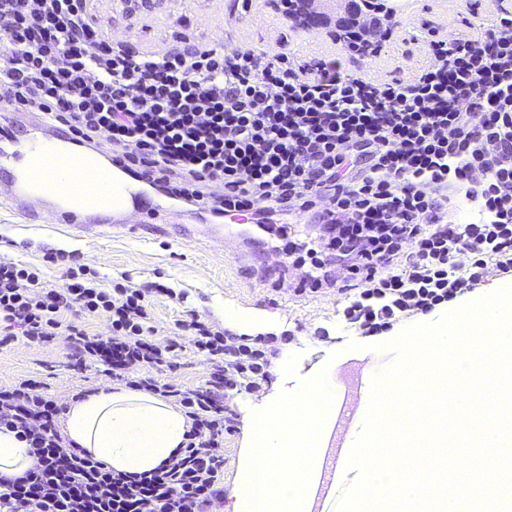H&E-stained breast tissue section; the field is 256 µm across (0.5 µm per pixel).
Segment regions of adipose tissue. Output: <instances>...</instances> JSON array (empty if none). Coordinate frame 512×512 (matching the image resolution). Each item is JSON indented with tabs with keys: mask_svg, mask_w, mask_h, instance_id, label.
Listing matches in <instances>:
<instances>
[{
	"mask_svg": "<svg viewBox=\"0 0 512 512\" xmlns=\"http://www.w3.org/2000/svg\"><path fill=\"white\" fill-rule=\"evenodd\" d=\"M17 174L27 175L44 194L68 196L83 211H118L128 182L95 153L72 152L60 141L32 140L22 148ZM63 433L108 470L139 474L163 465L181 448L191 421L178 405L144 390L110 388L69 402Z\"/></svg>",
	"mask_w": 512,
	"mask_h": 512,
	"instance_id": "obj_1",
	"label": "adipose tissue"
}]
</instances>
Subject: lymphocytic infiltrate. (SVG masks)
<instances>
[{
    "instance_id": "1",
    "label": "lymphocytic infiltrate",
    "mask_w": 512,
    "mask_h": 512,
    "mask_svg": "<svg viewBox=\"0 0 512 512\" xmlns=\"http://www.w3.org/2000/svg\"><path fill=\"white\" fill-rule=\"evenodd\" d=\"M0 38V99L42 113L74 144L109 143L114 165L217 219L271 231L281 215L317 216V241L286 245L289 266L304 270L294 292L325 293L343 268L362 288L343 316L362 333L431 312L488 269L512 272V16L475 39L431 42L430 65L407 84L348 75L332 60L309 73L270 48L134 51L99 36L87 0H0ZM149 293L105 287L82 267L53 287L38 269L0 261V346L66 335L73 369L102 364L191 421L168 463L127 476L62 434L63 408L44 382L1 386L0 430L25 440L36 464L0 477V512H218L217 449L236 431L224 393L258 389L268 353L194 315L175 326L214 370L196 387L167 379L179 346L156 343ZM100 314L108 334L77 323Z\"/></svg>"
}]
</instances>
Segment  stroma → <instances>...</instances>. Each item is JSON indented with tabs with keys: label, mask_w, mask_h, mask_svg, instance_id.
<instances>
[{
	"label": "stroma",
	"mask_w": 512,
	"mask_h": 512,
	"mask_svg": "<svg viewBox=\"0 0 512 512\" xmlns=\"http://www.w3.org/2000/svg\"><path fill=\"white\" fill-rule=\"evenodd\" d=\"M238 0H90L92 22L104 35L138 50H163L226 43L232 46L274 47L285 45L295 56L339 59L344 71L377 80L409 82L426 62L427 40H443L455 33L490 23L495 13L512 14V0H399L396 24L389 41L372 57H364L339 43L333 22L337 0H316L314 9L327 24L311 31L289 23L281 0H250L245 18L234 22ZM10 174L0 168V258L40 266L48 284L65 281L68 267L78 265L96 272L105 283L129 276L138 285L160 284L173 296H153L157 341L177 339L181 350L173 379L187 386L204 384L213 365L197 353L187 333L176 332V320L197 314L223 325L222 310L231 304L269 318L261 330L270 353L269 378L263 392H270L290 354H299V375L327 370L337 395L362 376L368 361L385 367L395 359L386 344L411 326L400 319L383 335L367 336L343 318L344 296L327 290L318 296H297L289 286L272 290L270 274L283 262L281 253L264 244L262 234L244 224L236 225L250 258L240 265L232 261L231 248L216 243L196 245L195 228L210 223L207 212L188 202L151 191L158 204L172 208L177 217L157 234L141 236L114 233L106 240L89 243L52 230L47 213L29 214L27 199L11 195ZM63 250L70 260L54 264L47 253ZM66 339L47 345L19 340L0 347V384L8 386L26 378L46 382L57 403L68 404L84 387L105 389L112 379L101 366L76 372L69 366Z\"/></svg>",
	"instance_id": "stroma-1"
}]
</instances>
